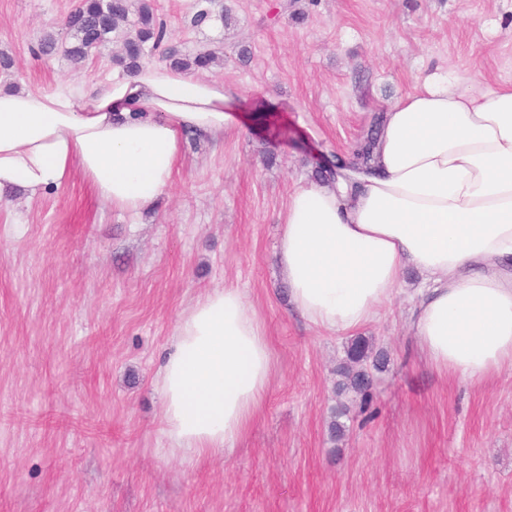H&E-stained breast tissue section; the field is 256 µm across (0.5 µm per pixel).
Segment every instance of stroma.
I'll return each instance as SVG.
<instances>
[{
    "mask_svg": "<svg viewBox=\"0 0 512 512\" xmlns=\"http://www.w3.org/2000/svg\"><path fill=\"white\" fill-rule=\"evenodd\" d=\"M77 0H0V85L49 92L117 71L33 55ZM156 0L172 43L266 122L186 140L142 213L81 179L0 196V512H512V376H438L408 322L407 275L380 320L369 411L338 394L350 336L294 308L276 256L289 194L432 73L512 83V0ZM210 9L197 26L193 17ZM229 21H221L222 12ZM231 284L274 356L264 404L224 457L170 451L158 372L181 312ZM342 442L330 439L338 405Z\"/></svg>",
    "mask_w": 512,
    "mask_h": 512,
    "instance_id": "1",
    "label": "stroma"
}]
</instances>
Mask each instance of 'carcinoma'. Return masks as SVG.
I'll list each match as a JSON object with an SVG mask.
<instances>
[{"mask_svg": "<svg viewBox=\"0 0 512 512\" xmlns=\"http://www.w3.org/2000/svg\"><path fill=\"white\" fill-rule=\"evenodd\" d=\"M64 25L71 33L72 41L60 47L53 35L46 34L37 45V52L43 56H51L57 50L78 68L88 60L91 50L105 44L112 34L123 33L122 42L134 38L138 51L129 52L121 48L120 54L113 57V63L127 74L134 73L144 62L145 49L164 48L167 65L186 71L207 70L216 61L217 55L211 51H199L193 55L181 53L169 44L170 32L167 24L156 15L153 0H140L135 18L129 19L127 0H78L75 8L67 15ZM384 113L378 112L371 117L369 125L354 142L348 157L349 170L358 172L365 170L374 162L375 150ZM347 357L353 363L372 359V366L380 369L385 364L381 354H372L369 340L358 338L351 343ZM346 381L340 384L341 389L352 388L369 397L371 387L370 376L360 370L355 373L345 372Z\"/></svg>", "mask_w": 512, "mask_h": 512, "instance_id": "carcinoma-1", "label": "carcinoma"}]
</instances>
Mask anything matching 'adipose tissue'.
Instances as JSON below:
<instances>
[{"mask_svg": "<svg viewBox=\"0 0 512 512\" xmlns=\"http://www.w3.org/2000/svg\"><path fill=\"white\" fill-rule=\"evenodd\" d=\"M239 90L165 65L91 91L0 87V194L35 197L81 177L100 202L137 213L170 186L187 133L241 127ZM377 174L288 197L277 245L295 309L329 333L375 321L406 272L411 328L437 372L479 385L512 373V84L432 74L392 104ZM274 370L240 288L180 314L160 371L174 451L223 457L249 430Z\"/></svg>", "mask_w": 512, "mask_h": 512, "instance_id": "ef3b65f1", "label": "adipose tissue"}]
</instances>
